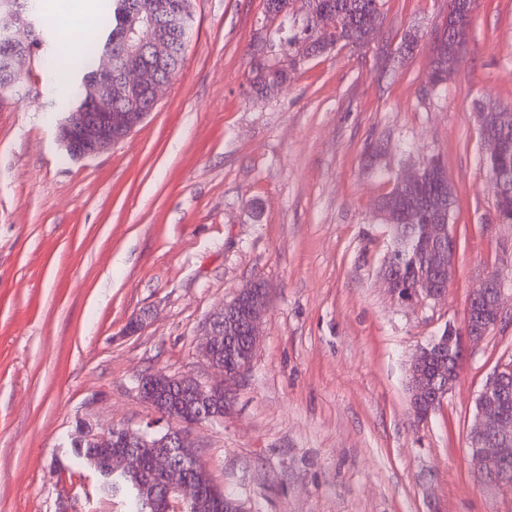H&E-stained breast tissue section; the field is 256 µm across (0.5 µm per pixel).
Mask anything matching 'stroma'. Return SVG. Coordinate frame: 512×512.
I'll return each instance as SVG.
<instances>
[{
	"label": "stroma",
	"mask_w": 512,
	"mask_h": 512,
	"mask_svg": "<svg viewBox=\"0 0 512 512\" xmlns=\"http://www.w3.org/2000/svg\"><path fill=\"white\" fill-rule=\"evenodd\" d=\"M48 0L56 45L95 41L108 0L78 17ZM183 67L127 139L73 160L57 141L66 80L33 61L0 93V512H128L71 460L77 422L142 426L138 376L214 377L199 354L208 317L254 279L269 311L220 423L193 439L243 512H512L476 477L475 401L512 361L505 318L465 345L460 379L427 422L409 415L406 368L445 328L462 330L487 273L512 287V224L493 219L475 102L512 109V0H478L467 50L432 88L448 0H383L364 50L309 57L258 97L257 62L288 63L305 24L265 0H194ZM417 32L419 46L401 42ZM439 157L457 201L448 295L402 304L380 279L391 232L378 202ZM144 316L133 336L130 317Z\"/></svg>",
	"instance_id": "1"
}]
</instances>
